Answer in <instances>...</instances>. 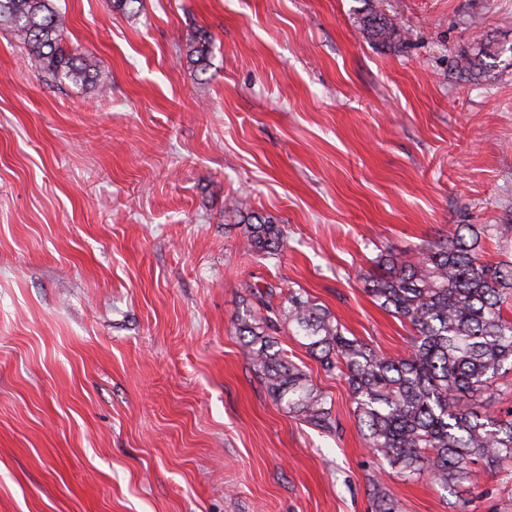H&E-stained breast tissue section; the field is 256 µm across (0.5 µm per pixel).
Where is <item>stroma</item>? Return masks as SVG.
I'll use <instances>...</instances> for the list:
<instances>
[{
	"label": "stroma",
	"instance_id": "35a3bbf8",
	"mask_svg": "<svg viewBox=\"0 0 512 512\" xmlns=\"http://www.w3.org/2000/svg\"><path fill=\"white\" fill-rule=\"evenodd\" d=\"M55 4L96 84L52 82L0 28V512H375L374 479L401 512H458L368 447L345 379L283 329L338 430L288 413L238 324L269 285L408 350L364 290L376 256L512 224V0H384L396 50L362 35L366 0ZM479 35L503 54L470 77ZM256 215L272 258L244 249ZM470 485L468 512H512V463ZM208 33L203 29L191 32L186 41V56L196 71L206 74L211 66V50ZM257 224H246L244 245L247 250L266 257L276 255L283 245V235L278 224L262 217Z\"/></svg>",
	"mask_w": 512,
	"mask_h": 512
}]
</instances>
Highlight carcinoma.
<instances>
[{"mask_svg":"<svg viewBox=\"0 0 512 512\" xmlns=\"http://www.w3.org/2000/svg\"><path fill=\"white\" fill-rule=\"evenodd\" d=\"M0 26L26 49L28 64L52 81L87 86L97 76L90 56L62 45L54 0H0ZM371 42L397 49L407 31L394 15L373 5L359 17ZM495 46L476 38L458 56L464 73H482ZM186 56L196 71L211 66L210 39L202 29L188 35ZM247 250L266 257L283 245L278 225L259 217L246 225ZM512 236V224H458L448 237L412 254H382L379 271L365 291L379 307L412 326L408 352L389 357L345 335L329 311L288 294V305L262 302L266 315L240 319L243 350L267 391L288 412L325 432L338 428L322 392L307 374L275 349L273 334L288 326L292 335L328 374L343 376L368 446L402 473L428 475L453 491L472 494V468L490 472L512 461V409L488 410L487 392L505 366L512 367V321L503 316L512 300V265L485 259L480 240ZM378 512H398L386 490L372 482Z\"/></svg>","mask_w":512,"mask_h":512,"instance_id":"obj_1","label":"carcinoma"}]
</instances>
